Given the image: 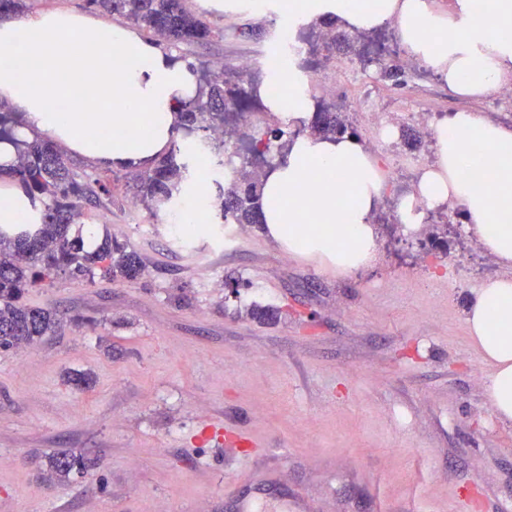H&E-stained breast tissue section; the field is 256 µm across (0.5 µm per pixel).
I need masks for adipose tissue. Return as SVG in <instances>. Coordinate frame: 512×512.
<instances>
[{"mask_svg":"<svg viewBox=\"0 0 512 512\" xmlns=\"http://www.w3.org/2000/svg\"><path fill=\"white\" fill-rule=\"evenodd\" d=\"M333 21L350 31L394 25L408 54L462 98L512 82V0H289V26ZM198 93L187 61L132 29L64 8L0 21V103L20 117L0 140V172L17 145L45 137L101 167H150L175 136L180 102ZM435 163L398 205L415 229L423 208L459 204L463 221L505 275L483 281L466 304L469 337L493 367L487 397L512 420V124L460 110L434 130ZM385 171L356 139L303 136L263 179L264 226L289 252L352 274L374 259L372 217ZM16 181L0 182V228L38 221Z\"/></svg>","mask_w":512,"mask_h":512,"instance_id":"obj_1","label":"adipose tissue"}]
</instances>
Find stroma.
Listing matches in <instances>:
<instances>
[{"instance_id": "1", "label": "stroma", "mask_w": 512, "mask_h": 512, "mask_svg": "<svg viewBox=\"0 0 512 512\" xmlns=\"http://www.w3.org/2000/svg\"><path fill=\"white\" fill-rule=\"evenodd\" d=\"M216 29L178 57L265 73L270 17L187 0ZM406 72L393 86L370 62L331 91L334 59L311 58L309 92L367 105L419 137L376 149L403 154L374 214L377 256L342 275L289 253L264 227L236 232L208 211L192 247L167 222L131 206L123 181L89 206L95 235L111 233L143 257L133 283L60 279L30 289V305L64 317L56 336L0 352V512H225L224 486L246 454L273 482L252 512H512V422L492 414L491 373L469 340L467 298L502 275L456 207L426 211L418 231L398 203L434 159L435 121L459 109L512 122V98L461 99L403 53L394 26L378 38ZM239 282L237 291L224 286ZM275 318L252 316V308ZM75 375L89 383L71 384ZM67 452L88 471L58 481L49 460Z\"/></svg>"}]
</instances>
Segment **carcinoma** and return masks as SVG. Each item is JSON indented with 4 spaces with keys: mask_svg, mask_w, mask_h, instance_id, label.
I'll return each instance as SVG.
<instances>
[{
    "mask_svg": "<svg viewBox=\"0 0 512 512\" xmlns=\"http://www.w3.org/2000/svg\"><path fill=\"white\" fill-rule=\"evenodd\" d=\"M95 9L117 16L148 34L174 44H202L212 36L203 18L186 7L185 0H86ZM328 41L321 33L309 32L311 51H329L341 44L353 47L357 39L346 32H336L335 24L323 23ZM199 81L198 95L184 104L179 112L177 130L184 141L173 142L170 151L147 171L132 169L124 179L135 190L136 199L149 214L160 217V210L177 201L175 190L186 180L188 160L205 155L214 142L212 132L225 129L238 132L239 123L248 112L264 111L257 93L258 80L247 70L213 68L205 62L193 65ZM320 136H358L355 128L342 119L336 103L316 102L314 119L307 126L288 130L283 122L248 126L250 161L265 159L273 166L272 152L283 155L288 144L305 134ZM10 175L23 184L29 194L43 205L41 223L33 232L7 236L0 232V348H21L42 341L58 332L61 319L47 308L23 301L28 290L40 283L64 275L72 279L93 281L108 277L112 281L133 282L142 275L145 265L136 250L112 235H105L93 250L85 248L81 231L83 206H95L102 199L112 200L110 178L101 172H78L67 162L52 141L36 139L26 144ZM262 173L235 166L224 179L219 201L220 217L226 224H259L262 215L260 193ZM51 467L58 480L72 473L82 474L88 462L70 453L52 456Z\"/></svg>",
    "mask_w": 512,
    "mask_h": 512,
    "instance_id": "obj_1",
    "label": "carcinoma"
}]
</instances>
